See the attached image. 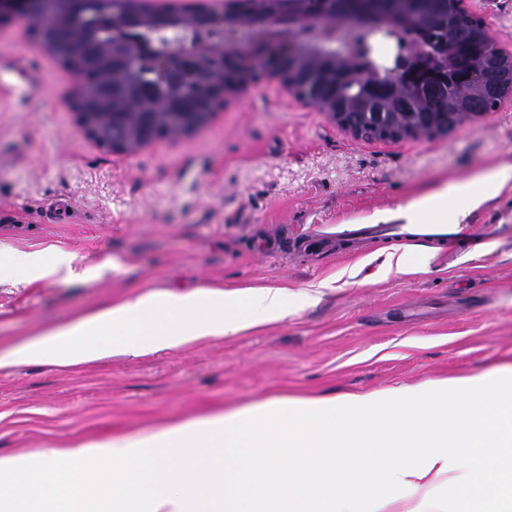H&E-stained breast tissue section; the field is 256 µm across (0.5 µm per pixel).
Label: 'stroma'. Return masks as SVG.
<instances>
[{
    "mask_svg": "<svg viewBox=\"0 0 512 512\" xmlns=\"http://www.w3.org/2000/svg\"><path fill=\"white\" fill-rule=\"evenodd\" d=\"M512 54V0H478ZM73 77L24 22L0 28V349L137 293L279 287L316 302L237 336L75 367L0 370V453L135 433L271 395L338 396L481 375L512 361V210L449 198L480 236L425 271L386 273L381 246L353 253L350 225L408 212L418 193L512 165V104L433 138L365 140L273 80L228 99L189 135L133 153L87 138ZM67 257L74 278L30 281L12 252Z\"/></svg>",
    "mask_w": 512,
    "mask_h": 512,
    "instance_id": "35a3bbf8",
    "label": "stroma"
}]
</instances>
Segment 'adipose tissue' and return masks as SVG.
Listing matches in <instances>:
<instances>
[{
  "label": "adipose tissue",
  "mask_w": 512,
  "mask_h": 512,
  "mask_svg": "<svg viewBox=\"0 0 512 512\" xmlns=\"http://www.w3.org/2000/svg\"><path fill=\"white\" fill-rule=\"evenodd\" d=\"M512 166L422 194L408 217L449 195H494ZM282 288L136 294L0 352L79 365L235 336L288 317ZM457 405H449V395ZM360 418L371 452L350 455L338 422ZM349 491H339L341 483ZM0 512H512V365L450 385L339 397L271 396L231 411L36 454H0Z\"/></svg>",
  "instance_id": "adipose-tissue-1"
}]
</instances>
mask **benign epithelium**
<instances>
[{"label": "benign epithelium", "instance_id": "1", "mask_svg": "<svg viewBox=\"0 0 512 512\" xmlns=\"http://www.w3.org/2000/svg\"><path fill=\"white\" fill-rule=\"evenodd\" d=\"M138 2L140 7L114 14L115 20L120 24L135 26L150 16L153 21L164 23L171 30L189 27L203 35L212 36V53L221 70V81L214 93L223 101L241 93L262 77L278 81L286 91L295 94V82L289 77L288 68L295 67L303 48L300 41L289 38L290 33L320 31L331 27L338 31L349 29L359 34L371 29L379 36L387 28L410 22L415 5V0H337L335 20L328 25L313 12L291 13L273 8L261 10L244 20L237 13L236 0H224L222 11L204 6L189 11L150 9L144 5V0ZM49 5L55 10L57 26L66 29L82 3L79 0H0V26L17 20H25L33 25ZM371 41L372 38L367 37L357 44L347 62L348 77L361 81L362 97L371 100L377 95L394 97L401 94L411 101L420 100L424 82L411 78V74L423 68V59L415 54H403L389 64L378 62L372 75L358 71V63L373 60ZM43 48L73 74L76 83L71 90L70 105L78 126L89 139L114 152H132L155 140L157 127L151 112L140 113L139 139L130 142L115 133V129L122 125V115L110 116L114 133L111 138L104 139L93 116L81 111L82 75L71 65V61L82 56L88 57L84 35L74 32L66 46L49 43L43 45ZM105 53L110 55L114 68L128 67L135 55L129 45L117 43L109 46ZM155 67L161 71L164 79H175L187 89L192 88L198 78L197 57L188 46L173 56L156 58ZM301 100L328 113L354 137L371 138L369 132L343 120L344 101L328 103L317 95V88L313 86ZM425 119L424 112L407 113L404 124L407 125L408 133L396 136L394 140L450 133L446 122L438 128L422 127Z\"/></svg>", "mask_w": 512, "mask_h": 512}]
</instances>
